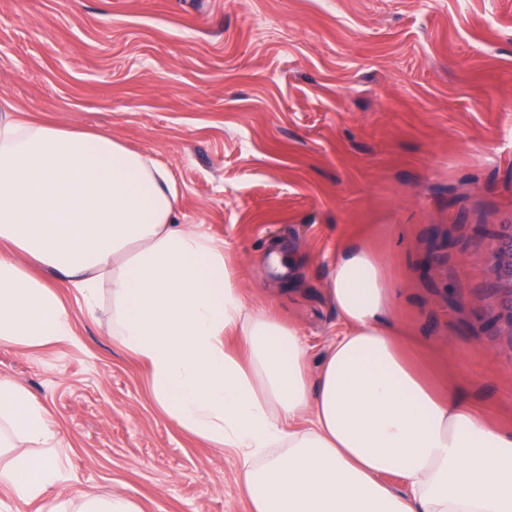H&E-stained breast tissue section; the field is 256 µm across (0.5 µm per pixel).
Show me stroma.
<instances>
[{
    "label": "stroma",
    "instance_id": "stroma-1",
    "mask_svg": "<svg viewBox=\"0 0 512 512\" xmlns=\"http://www.w3.org/2000/svg\"><path fill=\"white\" fill-rule=\"evenodd\" d=\"M0 94L173 174L179 219L222 243L248 304L311 366L344 331L330 264L382 260L384 320L434 385L512 433V325L491 258L512 225V0H0ZM291 254L285 274L267 263ZM74 339L0 344L48 411L69 481L142 512H250L234 451L156 404L146 367L56 283Z\"/></svg>",
    "mask_w": 512,
    "mask_h": 512
}]
</instances>
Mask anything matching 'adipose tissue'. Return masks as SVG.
Listing matches in <instances>:
<instances>
[{
  "instance_id": "obj_1",
  "label": "adipose tissue",
  "mask_w": 512,
  "mask_h": 512,
  "mask_svg": "<svg viewBox=\"0 0 512 512\" xmlns=\"http://www.w3.org/2000/svg\"><path fill=\"white\" fill-rule=\"evenodd\" d=\"M0 343L69 341V310L31 264L148 369L183 430L237 453L251 512H512V436L449 387L433 392L384 325L392 295L368 249L345 248L325 290L347 326L311 373L296 328L249 307L223 245L180 223L172 175L112 136L18 118L0 97ZM23 260H16V253ZM0 431L42 448L0 468L16 512L67 475L45 407L0 378ZM399 476L394 491L386 476ZM141 512L73 491L52 512Z\"/></svg>"
}]
</instances>
